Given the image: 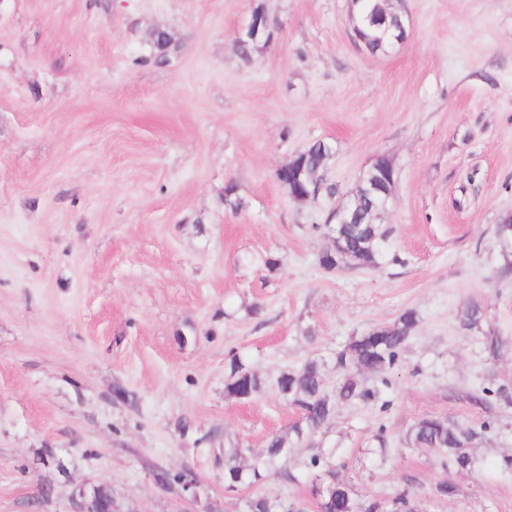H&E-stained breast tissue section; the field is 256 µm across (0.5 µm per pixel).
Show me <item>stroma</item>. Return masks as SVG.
Wrapping results in <instances>:
<instances>
[{
    "label": "stroma",
    "mask_w": 512,
    "mask_h": 512,
    "mask_svg": "<svg viewBox=\"0 0 512 512\" xmlns=\"http://www.w3.org/2000/svg\"><path fill=\"white\" fill-rule=\"evenodd\" d=\"M350 0H0V512H75L109 485L120 512H186L159 470L191 468L215 512L266 494L317 512L309 462L358 499L419 512H512V0H403V44L356 43ZM275 26L250 60L255 5ZM163 28L177 46L149 57ZM326 140L318 198L275 172ZM379 155L395 171L375 265L319 263L320 229ZM234 185L237 208L224 202ZM478 305V327L460 325ZM417 321L388 409L340 403L280 472L224 486L299 410L280 374L351 337ZM497 336L490 351L486 339ZM262 381L229 396V359ZM434 417L473 429L474 466L409 441ZM457 487L439 497L435 484ZM248 34V36L253 37L254 39L259 36L261 33L260 29L253 26L252 21L248 23V25L241 30L239 35H243L242 37H237L235 41L236 50L239 56L244 60H249L251 55L256 52L258 49L264 47L267 44L268 38L267 36L259 37L257 41L252 40L244 34Z\"/></svg>",
    "instance_id": "obj_1"
}]
</instances>
